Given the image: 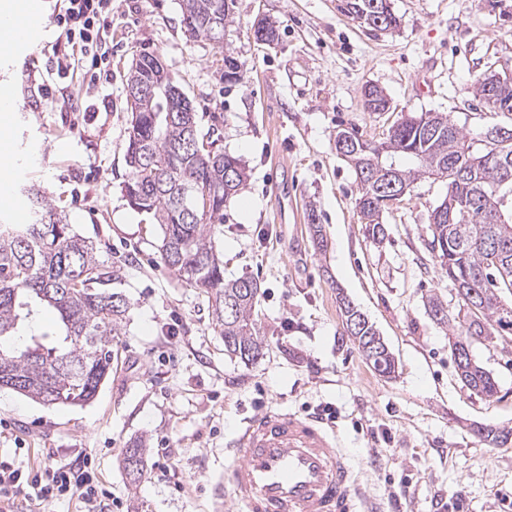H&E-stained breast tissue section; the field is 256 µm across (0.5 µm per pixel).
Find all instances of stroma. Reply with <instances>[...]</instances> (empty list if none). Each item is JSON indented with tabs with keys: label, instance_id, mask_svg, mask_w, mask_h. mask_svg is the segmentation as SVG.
<instances>
[{
	"label": "stroma",
	"instance_id": "1",
	"mask_svg": "<svg viewBox=\"0 0 512 512\" xmlns=\"http://www.w3.org/2000/svg\"><path fill=\"white\" fill-rule=\"evenodd\" d=\"M398 26H362L345 0H234L223 48L188 41L181 0H112L108 66L71 111L44 100L47 47L25 70L0 60L22 112L0 115V177L45 190L73 231L101 248L122 274L129 311L112 344V371L85 405L46 406L0 390V458L37 472L51 461H91L112 512H225L216 488L243 418L269 408L330 410L362 494L358 512H512V443L485 426L512 430V335L474 343L473 359L494 376L493 398L457 376L447 327L427 307L459 296L427 250L430 214L446 192L416 180L386 215L382 242L369 238L352 168L336 153L339 129L382 139L402 119L448 116L467 132L512 119L473 89L490 70L512 69V0H391ZM277 25L257 42V17ZM159 55L192 101L216 147L239 157L242 189L224 205L216 232L224 276L261 284L255 319L263 357L228 355L199 290L164 264L159 231L133 210L122 187L132 62ZM244 79L224 80V56ZM373 84L391 101L371 112ZM374 324L396 362L378 375L344 328L340 298ZM145 440L144 474L131 481L126 448Z\"/></svg>",
	"mask_w": 512,
	"mask_h": 512
}]
</instances>
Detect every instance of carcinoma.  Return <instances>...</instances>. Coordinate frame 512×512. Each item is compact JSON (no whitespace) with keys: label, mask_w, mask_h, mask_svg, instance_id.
<instances>
[{"label":"carcinoma","mask_w":512,"mask_h":512,"mask_svg":"<svg viewBox=\"0 0 512 512\" xmlns=\"http://www.w3.org/2000/svg\"><path fill=\"white\" fill-rule=\"evenodd\" d=\"M377 2L380 29L397 27L390 0H346L344 10L358 14L365 3ZM184 33L193 42L220 44V33L231 22L225 0H181ZM154 55L144 52L131 66L127 91L148 80ZM131 112L126 162L130 175L125 197H137L138 211L152 216L162 232L160 251L166 267L205 294L214 329L224 338V351L248 361L263 355L264 342L254 319L260 284L250 277L224 280V260L216 250L217 226L224 223V203L247 180L241 160L226 152L211 153L213 132L203 130L196 113L166 114L139 99ZM347 161L358 181L361 223L375 241L385 237L381 203L390 183L409 186L422 177L456 183L457 164L480 160L496 151L482 133H465L443 116L430 127L410 116L388 129L387 150L350 132ZM505 159L479 163L482 191L468 183L457 187L466 207H456L452 219L428 225L427 249L451 282L468 281L457 311L449 312L437 296L428 297L437 322L450 326L453 343L469 328L491 340L512 334V313L503 296L512 295V220L498 223L493 213L499 198L512 191V143ZM208 193L210 204L201 199ZM29 220L0 224V389H8L44 405H83L91 401L112 370V341L120 334L129 303L119 291L120 277L98 258L100 248L75 234L66 216L48 202L40 189H28ZM475 291L476 312L467 309ZM345 323L358 349L382 376L395 372L387 346L352 302L340 298ZM43 308L57 316L51 334H27L22 325ZM460 380L486 397L497 392L493 375L478 364L456 363ZM146 446L137 442L123 457L125 471L138 480Z\"/></svg>","instance_id":"carcinoma-1"}]
</instances>
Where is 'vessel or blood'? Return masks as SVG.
Listing matches in <instances>:
<instances>
[{
    "mask_svg": "<svg viewBox=\"0 0 512 512\" xmlns=\"http://www.w3.org/2000/svg\"><path fill=\"white\" fill-rule=\"evenodd\" d=\"M45 29L0 20V57L26 60ZM232 447L219 495L242 512H357L352 468L320 419L270 409L249 419Z\"/></svg>",
    "mask_w": 512,
    "mask_h": 512,
    "instance_id": "b4317fda",
    "label": "vessel or blood"
}]
</instances>
